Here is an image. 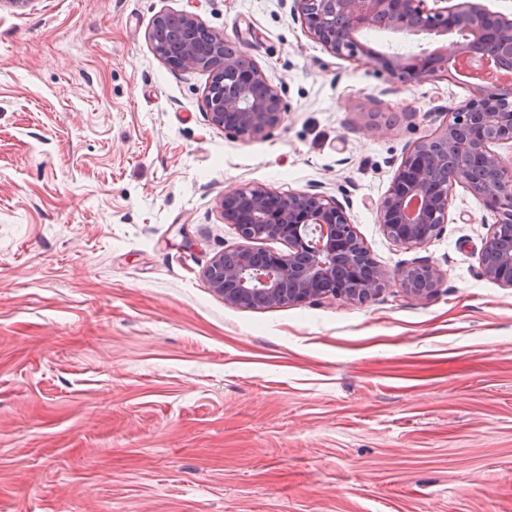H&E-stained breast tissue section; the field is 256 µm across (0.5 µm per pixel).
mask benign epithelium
I'll return each mask as SVG.
<instances>
[{
    "label": "benign epithelium",
    "instance_id": "1",
    "mask_svg": "<svg viewBox=\"0 0 512 512\" xmlns=\"http://www.w3.org/2000/svg\"><path fill=\"white\" fill-rule=\"evenodd\" d=\"M433 5H428V2ZM293 15L309 36L335 55L364 61L402 83L470 79L471 97L445 123L415 142L389 188L375 202L383 234L406 248H420L448 223L452 189L478 196L495 215L480 255L484 277L512 288V165L496 147L512 145V79L494 70L512 65V18L489 11L480 0H293ZM190 13H161L148 31L152 46L171 44L175 57L156 54L172 67L203 69L210 81L203 96L207 121L244 141L262 139L287 112L282 92L237 45L209 30ZM368 31L404 38L464 40L448 54L442 45L408 54H386L364 41ZM224 223L243 244L224 250L204 269L224 303L247 309L333 298L361 303L396 280L409 296H431L444 273L413 262L396 275L381 268L359 237L339 200L310 190L276 193L253 186L220 202ZM282 242L288 253L257 250L251 243Z\"/></svg>",
    "mask_w": 512,
    "mask_h": 512
}]
</instances>
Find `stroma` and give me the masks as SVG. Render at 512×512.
<instances>
[{
	"label": "stroma",
	"instance_id": "1",
	"mask_svg": "<svg viewBox=\"0 0 512 512\" xmlns=\"http://www.w3.org/2000/svg\"><path fill=\"white\" fill-rule=\"evenodd\" d=\"M194 14L283 92L266 138L211 125L203 70L148 40ZM471 90L336 57L280 0L0 6V512H512V288L455 187L406 249L372 203ZM348 200L374 261L445 280L242 309L205 267L224 195Z\"/></svg>",
	"mask_w": 512,
	"mask_h": 512
}]
</instances>
